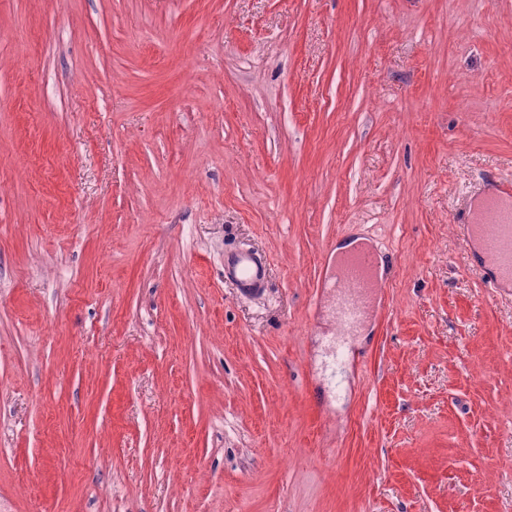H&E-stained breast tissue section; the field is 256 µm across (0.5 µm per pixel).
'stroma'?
Instances as JSON below:
<instances>
[{"mask_svg": "<svg viewBox=\"0 0 512 512\" xmlns=\"http://www.w3.org/2000/svg\"><path fill=\"white\" fill-rule=\"evenodd\" d=\"M509 175L512 0H0V512H512ZM467 215L463 241L470 252L479 242L476 266L495 270L494 288H504V281L512 284V179L483 180L454 212L457 221ZM378 253L360 250L351 253L341 264V275L330 304L336 322V335L343 341L356 336V331L366 315V299L372 288L381 287L372 278L378 264ZM269 263L251 250L224 254V280L243 295H259L268 286Z\"/></svg>", "mask_w": 512, "mask_h": 512, "instance_id": "1", "label": "stroma"}]
</instances>
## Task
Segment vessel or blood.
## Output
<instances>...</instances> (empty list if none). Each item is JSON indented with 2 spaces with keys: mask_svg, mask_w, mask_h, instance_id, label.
Instances as JSON below:
<instances>
[{
  "mask_svg": "<svg viewBox=\"0 0 512 512\" xmlns=\"http://www.w3.org/2000/svg\"><path fill=\"white\" fill-rule=\"evenodd\" d=\"M464 224L467 247H480L478 266L492 267V283L501 287L512 283V179L483 180L454 212ZM378 264L377 252L366 249L351 253L341 265L330 304L336 334L348 340L366 315L368 293L375 288L372 274ZM269 263L250 250H235L224 255V279L244 295H259L268 286Z\"/></svg>",
  "mask_w": 512,
  "mask_h": 512,
  "instance_id": "1",
  "label": "vessel or blood"
}]
</instances>
